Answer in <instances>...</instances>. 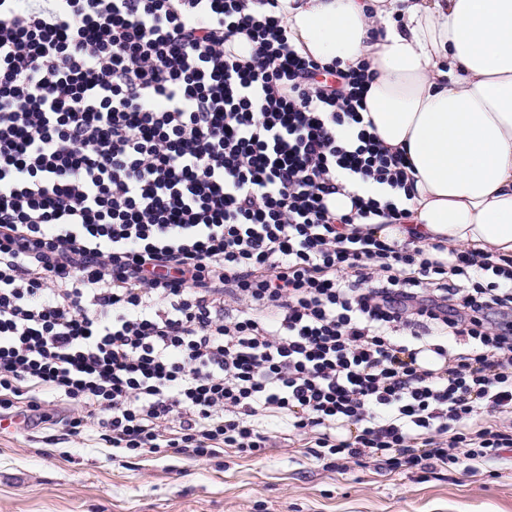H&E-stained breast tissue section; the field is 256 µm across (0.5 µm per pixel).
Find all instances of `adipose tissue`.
Segmentation results:
<instances>
[{
  "label": "adipose tissue",
  "instance_id": "adipose-tissue-1",
  "mask_svg": "<svg viewBox=\"0 0 512 512\" xmlns=\"http://www.w3.org/2000/svg\"><path fill=\"white\" fill-rule=\"evenodd\" d=\"M304 57L375 77L363 116L406 154L408 224L375 234L512 256V0H281Z\"/></svg>",
  "mask_w": 512,
  "mask_h": 512
}]
</instances>
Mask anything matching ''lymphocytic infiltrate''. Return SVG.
I'll return each instance as SVG.
<instances>
[{"label":"lymphocytic infiltrate","mask_w":512,"mask_h":512,"mask_svg":"<svg viewBox=\"0 0 512 512\" xmlns=\"http://www.w3.org/2000/svg\"><path fill=\"white\" fill-rule=\"evenodd\" d=\"M261 2L0 0V420L478 471L512 450V258L370 231L409 217L376 198L406 159L364 123L373 76Z\"/></svg>","instance_id":"obj_1"}]
</instances>
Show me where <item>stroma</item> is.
<instances>
[{
  "mask_svg": "<svg viewBox=\"0 0 512 512\" xmlns=\"http://www.w3.org/2000/svg\"><path fill=\"white\" fill-rule=\"evenodd\" d=\"M0 512H512V451L486 470L421 479L324 468L305 448L208 459L163 448L113 459L64 424L0 426Z\"/></svg>",
  "mask_w": 512,
  "mask_h": 512,
  "instance_id": "35a3bbf8",
  "label": "stroma"
}]
</instances>
